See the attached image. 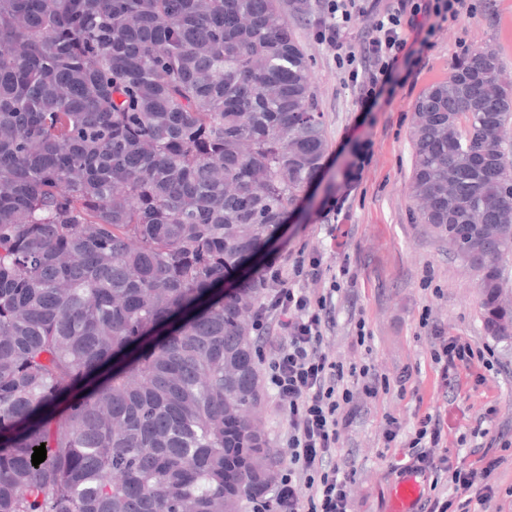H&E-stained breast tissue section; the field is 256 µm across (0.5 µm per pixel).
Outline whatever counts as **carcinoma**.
<instances>
[{
    "label": "carcinoma",
    "mask_w": 512,
    "mask_h": 512,
    "mask_svg": "<svg viewBox=\"0 0 512 512\" xmlns=\"http://www.w3.org/2000/svg\"><path fill=\"white\" fill-rule=\"evenodd\" d=\"M288 7L315 18L313 0ZM501 69L486 45L422 92L410 190L441 239L485 226L490 259L456 255L507 339ZM327 149L283 0H0V512L285 509L248 419L261 288L218 285ZM107 368L60 423L38 416Z\"/></svg>",
    "instance_id": "1"
}]
</instances>
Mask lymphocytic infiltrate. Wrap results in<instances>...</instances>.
Returning <instances> with one entry per match:
<instances>
[{
	"label": "lymphocytic infiltrate",
	"instance_id": "lymphocytic-infiltrate-1",
	"mask_svg": "<svg viewBox=\"0 0 512 512\" xmlns=\"http://www.w3.org/2000/svg\"><path fill=\"white\" fill-rule=\"evenodd\" d=\"M464 0H325L316 21L317 39L331 53L359 57L360 68L347 80L362 97L372 98L381 78L403 55L412 32L433 35L441 22L455 18ZM358 18L364 30L349 44L348 23ZM323 269L311 253H299L287 265L269 269L261 280L265 296L255 311L254 326L269 351L263 377L277 405L286 409L288 426L281 440L286 466L272 482L288 493V512H354L350 464L334 461L336 450L360 397H377L397 386L406 390L410 371L379 377L375 368L344 364L329 345L336 305L334 289L321 287ZM431 366L438 387L466 377L474 386L487 383L494 351L464 336L436 331L431 338ZM498 413L489 405L480 420L481 441L468 455H451L441 415L425 414L407 441L410 464L423 467L431 495L421 512H476L507 494L491 477L512 451V441L490 432Z\"/></svg>",
	"mask_w": 512,
	"mask_h": 512
}]
</instances>
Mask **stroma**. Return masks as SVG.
<instances>
[{
	"label": "stroma",
	"mask_w": 512,
	"mask_h": 512,
	"mask_svg": "<svg viewBox=\"0 0 512 512\" xmlns=\"http://www.w3.org/2000/svg\"><path fill=\"white\" fill-rule=\"evenodd\" d=\"M289 26L310 61V75L329 142L320 180L307 188L299 210L284 224L249 280L306 249L320 255L322 287H335L333 352L345 364L367 363L395 378L411 370V388L361 398L360 411L341 438L339 459L354 463L355 512H387L395 480L392 462L403 447H385L388 417L409 439L425 413H440L452 437L471 435L487 403H496L497 424L512 435V338L485 334L475 275L447 241L418 223L409 193L410 132L415 104L431 84L445 79L456 60L485 45L503 60L501 78L512 84V0H467L456 19L434 37L410 36L405 56L390 68L373 99L343 84L345 70L316 40L313 23L290 18ZM491 345L505 374L488 372L487 386L446 396L435 384L430 346L433 328ZM368 340L358 345V329Z\"/></svg>",
	"instance_id": "obj_1"
}]
</instances>
